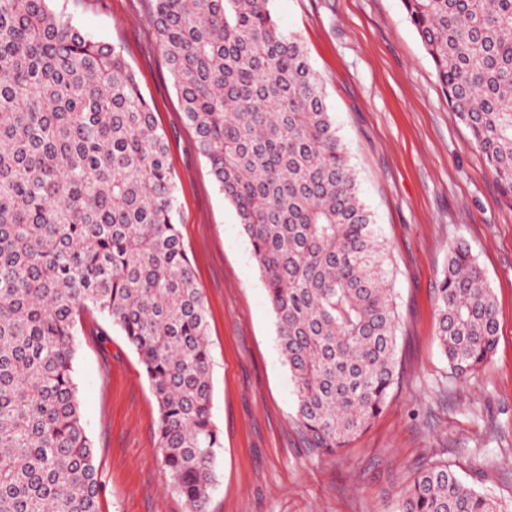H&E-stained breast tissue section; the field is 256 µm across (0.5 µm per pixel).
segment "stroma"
Instances as JSON below:
<instances>
[{
	"label": "stroma",
	"mask_w": 512,
	"mask_h": 512,
	"mask_svg": "<svg viewBox=\"0 0 512 512\" xmlns=\"http://www.w3.org/2000/svg\"><path fill=\"white\" fill-rule=\"evenodd\" d=\"M94 40L121 47L164 132L176 222L207 309L213 418L223 446L205 512H392L421 466L443 462L512 512V197L450 112L401 0H275L303 42L388 247L399 381L342 453L320 457L295 423L290 373L251 244L196 149L148 12L150 0H56ZM470 250L496 300L497 347L451 376L435 290L448 252ZM74 379L94 443L100 512H187L158 450V405L140 359L107 320L79 331Z\"/></svg>",
	"instance_id": "obj_1"
}]
</instances>
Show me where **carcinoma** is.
I'll return each instance as SVG.
<instances>
[{"label": "carcinoma", "mask_w": 512, "mask_h": 512, "mask_svg": "<svg viewBox=\"0 0 512 512\" xmlns=\"http://www.w3.org/2000/svg\"><path fill=\"white\" fill-rule=\"evenodd\" d=\"M53 0H0V512H98L73 360L78 325L119 328L158 404L173 490L202 512L221 432L204 299L165 135L120 47ZM448 107L512 196V0H402ZM199 153L249 238L308 447L333 456L385 409L399 327L386 249L301 40L274 0H151ZM437 339L456 378L498 343L470 251H449ZM394 512H503L446 463Z\"/></svg>", "instance_id": "cac0c4a2"}]
</instances>
